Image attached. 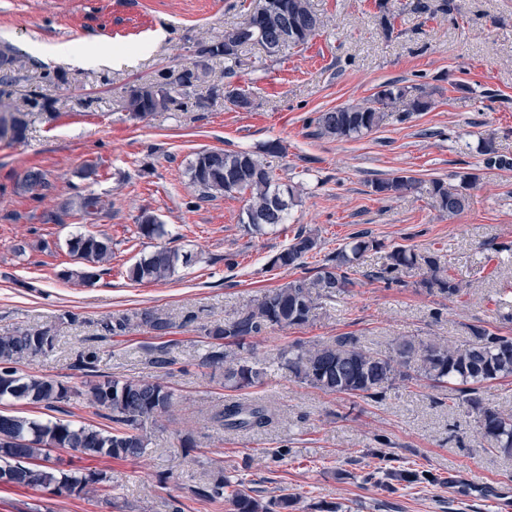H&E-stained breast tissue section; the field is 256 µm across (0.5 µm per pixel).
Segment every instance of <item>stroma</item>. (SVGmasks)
I'll list each match as a JSON object with an SVG mask.
<instances>
[{
    "mask_svg": "<svg viewBox=\"0 0 512 512\" xmlns=\"http://www.w3.org/2000/svg\"><path fill=\"white\" fill-rule=\"evenodd\" d=\"M255 3L0 0V46L16 55L0 104L27 120L20 140H0V333L35 327L55 336L54 351L23 361V373L77 385L74 358L94 350L100 372L157 379L180 397L141 456L88 460L61 452L63 469L106 471L109 490L76 496L0 483V512H172L175 503L182 512H231L228 503L193 494L215 458L243 490L267 499L294 495L295 512H512V458L491 452L471 411L445 391L420 380L380 400L327 394L277 364L285 345L344 335L371 351L387 350L398 336L460 342L474 325L512 336V171L484 169L477 150L479 136L489 133L498 151L512 156V0H312L322 26L307 45L276 61L256 47L240 51L234 81L251 91L250 111L212 96L225 83L223 60L212 59L204 83L190 92L210 98L207 109L130 117L124 101L133 87L193 62L197 44ZM101 43L120 62L79 65L49 51ZM392 81L426 87L431 109L405 120L390 114L357 139L315 135V113L372 98ZM272 140L286 149L276 175L295 188L287 223L256 234L241 222L242 195L197 200L188 173L196 153L257 151ZM89 163L97 176L81 178ZM31 170L46 174L49 190L23 188ZM460 172L477 174L479 183L465 210L451 217L429 190L432 180L448 182ZM394 174L415 177V189L374 193L376 179ZM89 192L109 205L96 222L77 215L46 222L63 200ZM145 211L165 224L163 245L193 256L163 283L136 284L126 275L156 245L136 234ZM91 229L112 240L110 272L90 286L59 279L60 270L77 266L67 241ZM301 230L314 233L325 254L362 230L380 247L310 324L252 338L267 374L238 394L267 405L274 420L258 434L225 432L213 415L236 393L225 387L223 369L201 366L199 327L229 320L264 289L313 275L314 258L297 269L272 264ZM395 245L441 252L463 295L448 300L420 288L414 270L391 287L373 279ZM144 310L168 316L174 329L163 337L143 327L103 337L104 318ZM190 312L198 322L183 324ZM162 343L174 360L165 370L145 352ZM183 435L192 447H181ZM397 470L434 480L391 482Z\"/></svg>",
    "mask_w": 512,
    "mask_h": 512,
    "instance_id": "35a3bbf8",
    "label": "stroma"
}]
</instances>
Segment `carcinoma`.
I'll use <instances>...</instances> for the list:
<instances>
[{"mask_svg":"<svg viewBox=\"0 0 512 512\" xmlns=\"http://www.w3.org/2000/svg\"><path fill=\"white\" fill-rule=\"evenodd\" d=\"M249 24L246 41H239L240 25ZM321 21L311 0H267L260 16H245L241 24L224 31L221 39L197 46L198 60L184 67L181 87L167 89L173 70L130 90L125 110L136 119L154 112L185 108L188 90L197 86L205 74L206 61L224 58V75L235 76L240 50L259 45L270 58H278L289 49L303 46L317 33ZM290 41H285L283 35ZM245 89L232 82L224 84V104L241 105ZM432 106L431 92L423 87L386 84L373 98L354 105L329 109L312 119L319 136L358 137L379 128L388 109L401 108L399 117L426 112ZM26 128L25 120L13 113H0V137L6 133L18 138ZM479 154L487 170H512V157L497 151L490 138L482 140ZM284 155V147L276 140L266 143L262 153L250 150H203L189 166L190 182L200 200L214 199L233 193L248 195L242 223L261 232L267 227L288 221V185L276 178L274 161ZM458 182L435 179L431 197L448 215L461 213L468 205L467 190L478 180L469 173L455 175ZM416 186L412 176L394 175L373 183L374 191L385 196L400 195ZM106 210L105 201L94 193L66 199L46 216V221L64 223L65 217L78 213L94 220ZM138 234L149 239L167 235L165 225L151 213L138 218ZM380 244L365 233L350 237L341 248L322 259L311 278H297L245 304L237 316L224 323L201 326L208 349L202 357L205 367L224 368V386L242 390L256 386L265 375L260 362L252 360L247 340L271 327L281 329L309 324L325 300H331L352 284L355 271L365 254ZM71 256L81 267L60 272L62 279L92 284L104 267L112 262L109 239L95 232L80 233L67 242ZM320 251L317 236L297 233L275 258L278 268L295 269L308 255ZM185 256L178 250L162 246L139 259L127 269L129 280L138 284L164 282L171 278ZM417 270L418 285L450 300L464 292L462 283L448 275L446 260L438 252L421 253L411 248L394 246L374 278L387 284L399 282V274ZM105 335L124 336L135 327H146L158 336L171 333L173 324L162 315L145 311L133 317L105 319L101 323ZM55 336L43 328H22L0 334V401H22L42 410L60 412L63 406L81 401L104 412L112 428L62 420L54 416L35 420L16 414H0V482L33 490L55 487L70 495H79L89 487L104 488L107 475L99 469L66 472L52 461V452L67 449L88 458L122 459L138 457L147 448L151 430L174 404V392L167 386L145 379L118 378L102 375L97 370L95 353L78 355L75 367L83 372L80 387L50 376H23L17 364L33 357L49 355L55 349ZM235 349L228 350L226 346ZM279 364L299 382L329 394L381 399L397 382L426 379L439 387L450 388L455 399L476 413L477 433L494 452L512 457V414H506L484 402V384L512 377V337L482 327L471 329V336L459 344L435 340L424 341L409 336L395 339L388 351L374 353L364 349L355 336H338L328 343L305 345L295 343L283 347ZM226 432H253L272 423L273 413L264 404L241 399H226L214 414ZM231 481L224 477L221 461L214 462V472L198 489L199 497L209 502L228 500L234 512H290L296 500L281 494L270 500L252 496L242 490L231 494L226 488Z\"/></svg>","mask_w":512,"mask_h":512,"instance_id":"cac0c4a2","label":"carcinoma"}]
</instances>
